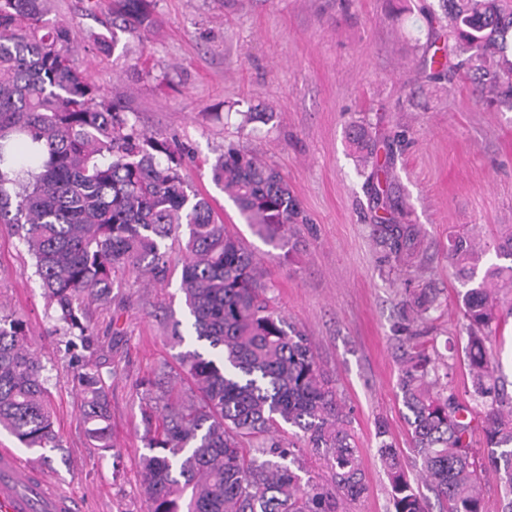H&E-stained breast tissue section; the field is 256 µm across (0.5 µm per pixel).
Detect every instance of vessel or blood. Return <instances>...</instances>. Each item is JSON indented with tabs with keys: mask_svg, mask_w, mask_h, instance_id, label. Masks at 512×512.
Returning a JSON list of instances; mask_svg holds the SVG:
<instances>
[{
	"mask_svg": "<svg viewBox=\"0 0 512 512\" xmlns=\"http://www.w3.org/2000/svg\"><path fill=\"white\" fill-rule=\"evenodd\" d=\"M78 505L43 468L0 448V512H77Z\"/></svg>",
	"mask_w": 512,
	"mask_h": 512,
	"instance_id": "vessel-or-blood-1",
	"label": "vessel or blood"
}]
</instances>
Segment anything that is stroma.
I'll return each instance as SVG.
<instances>
[{"instance_id":"obj_1","label":"stroma","mask_w":512,"mask_h":512,"mask_svg":"<svg viewBox=\"0 0 512 512\" xmlns=\"http://www.w3.org/2000/svg\"><path fill=\"white\" fill-rule=\"evenodd\" d=\"M439 0H154L146 39L120 34L102 48L108 0H45L49 24L77 32L73 60L105 93L119 92L138 126L190 150L183 173L224 209L274 285L273 304L309 336L317 361L351 411L367 490L340 512H393L377 454L376 420L388 425L409 477H416L398 387V338L406 289L440 293L438 346L460 343L463 287L443 254L451 236L512 225V112L491 111L459 78L431 80L423 59L441 36L420 6ZM272 113L270 122L259 120ZM369 128L399 224L420 229L419 270L405 278L384 262L374 226L380 204L348 143ZM241 145L287 179L308 223L290 257L259 239L212 180L211 165ZM167 282L128 272L110 307L95 309L96 360L110 373L112 444L95 448L66 368V337L48 310L24 245L0 227V314L22 319L46 367L63 448L17 450L79 497V512H146L139 462L145 452L142 380L171 361L172 320H185L179 250Z\"/></svg>"}]
</instances>
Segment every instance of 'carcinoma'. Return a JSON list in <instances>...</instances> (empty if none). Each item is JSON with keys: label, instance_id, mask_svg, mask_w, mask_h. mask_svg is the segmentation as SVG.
<instances>
[{"label": "carcinoma", "instance_id": "obj_1", "mask_svg": "<svg viewBox=\"0 0 512 512\" xmlns=\"http://www.w3.org/2000/svg\"><path fill=\"white\" fill-rule=\"evenodd\" d=\"M448 44L424 59L429 77L457 58L489 109L512 111V0H440ZM152 0H111L112 42L153 26ZM72 29L49 26L43 0H0V224L18 237L57 320L66 327L67 370L95 447L112 449L107 378L91 306L112 303L120 275L136 269L155 283L171 274L168 242L182 253L179 290L192 337L142 384L148 453L140 460L147 512H339L366 490L351 414L317 362L309 336L271 305L273 284L253 251L224 224L210 199L191 189L185 147L129 119L71 61ZM358 165L376 166L363 125L349 132ZM212 180L253 233L274 249L296 246L292 225L306 216L288 182L244 147L230 146ZM378 245L393 267L417 268L412 224H378ZM493 263L478 275L483 258ZM448 264L465 291L462 350L443 356L436 340L399 337V388L422 483L446 512H484L482 473H501V512H512V396L488 343L512 316V227L488 242L470 229L448 239ZM440 307L434 288L405 299L407 319L425 322ZM470 382L463 400L448 382L457 364ZM23 324L0 315V431L22 448L63 447L43 377ZM447 382H441V379ZM487 452L472 445L476 431ZM378 454L393 512H428L400 454L378 423ZM308 448L332 473L329 485L295 472Z\"/></svg>", "mask_w": 512, "mask_h": 512}]
</instances>
